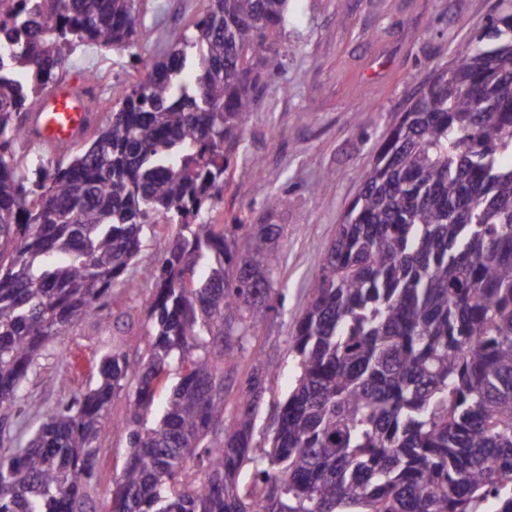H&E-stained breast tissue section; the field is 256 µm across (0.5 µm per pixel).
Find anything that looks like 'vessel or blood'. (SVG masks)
I'll return each instance as SVG.
<instances>
[{
	"instance_id": "1",
	"label": "vessel or blood",
	"mask_w": 512,
	"mask_h": 512,
	"mask_svg": "<svg viewBox=\"0 0 512 512\" xmlns=\"http://www.w3.org/2000/svg\"><path fill=\"white\" fill-rule=\"evenodd\" d=\"M90 95L83 77L78 74L55 86L29 116L32 134L51 145L77 139L89 120Z\"/></svg>"
}]
</instances>
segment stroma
Segmentation results:
<instances>
[{
    "label": "stroma",
    "instance_id": "1",
    "mask_svg": "<svg viewBox=\"0 0 512 512\" xmlns=\"http://www.w3.org/2000/svg\"><path fill=\"white\" fill-rule=\"evenodd\" d=\"M496 0H288L281 36L284 66L269 76L255 104L231 169L225 208L241 211L247 223L281 227L276 245L284 279L259 343L275 360L267 380L253 444H268L269 425L299 375L289 351L297 318L308 301L336 227L390 128L413 104L419 78L450 63L461 43L485 24ZM209 0H137L133 64L127 52L89 46L63 70L98 76L96 95L104 105L94 121L107 117L165 48L167 37L193 33ZM285 199L272 209L268 195ZM161 262L152 238H145L129 284H116L100 315L50 340L31 372L19 402V423L0 446L16 447L37 424V412L68 403L99 376L101 354L118 349L139 359L149 336L147 307L154 272ZM126 397L117 398L112 420L102 427L99 480L88 506L100 512L103 497L127 456L124 432L113 428L124 416Z\"/></svg>",
    "mask_w": 512,
    "mask_h": 512
}]
</instances>
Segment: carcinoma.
<instances>
[{"label":"carcinoma","mask_w":512,"mask_h":512,"mask_svg":"<svg viewBox=\"0 0 512 512\" xmlns=\"http://www.w3.org/2000/svg\"><path fill=\"white\" fill-rule=\"evenodd\" d=\"M209 2L89 146L32 159L16 150L28 112L79 47H133L135 0H21L0 31V437L45 344L108 306L146 231L174 227L155 237L140 360L104 353L92 386L0 452V512H87L123 393L128 455L106 512H512V0L421 77L359 174L263 448L274 360L257 338L281 225L209 211L283 66L288 0Z\"/></svg>","instance_id":"obj_1"}]
</instances>
